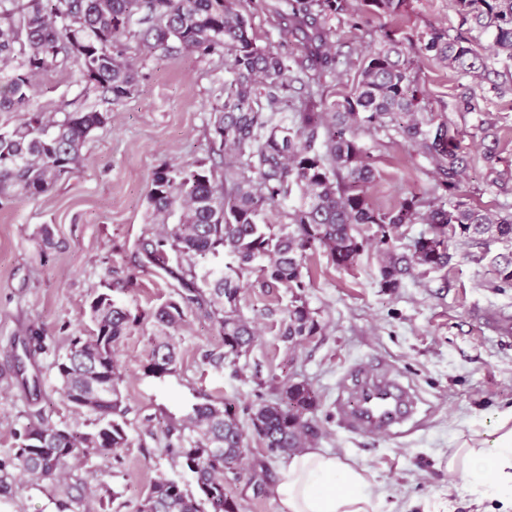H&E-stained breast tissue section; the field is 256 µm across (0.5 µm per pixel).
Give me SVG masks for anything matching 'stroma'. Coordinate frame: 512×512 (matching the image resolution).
<instances>
[{
  "label": "stroma",
  "instance_id": "35a3bbf8",
  "mask_svg": "<svg viewBox=\"0 0 512 512\" xmlns=\"http://www.w3.org/2000/svg\"><path fill=\"white\" fill-rule=\"evenodd\" d=\"M278 0H249L260 46L298 55L283 43ZM384 17L360 27L332 20L333 50L340 64L325 93L335 99L349 91L364 54L377 48ZM451 0H408L404 25L415 33L456 29ZM140 78L134 95L113 107L112 122L86 143L77 172L63 175L48 193L33 199L8 191L0 195V456L10 454L13 432L25 420V394L9 370L14 341L28 328L44 329L46 348L35 360L44 380L41 402L54 422L83 429L57 391L55 362L71 336L87 329L88 303L108 291L143 324L121 342L117 359L129 409L130 445L119 456H94L75 470L103 474L119 497L112 512H134L150 482L163 473L178 476L166 453L163 421L181 417L184 403L202 392L235 405L249 445L246 471L266 467L267 482L278 479L284 458L261 448L248 419L257 378L275 375L310 383L319 394L313 417L320 429L315 447L365 465L389 492L391 512H497V502L448 488V450L468 435L489 429L512 409V285L498 269L512 262V240L484 236L468 242L449 236L451 261L426 275L406 276L400 287L380 285L375 246L348 268L334 266L324 251L306 261L305 296L323 326L288 351L280 325L291 304L288 288L266 286L259 271L243 277L238 307L255 322L258 336L246 358L217 369L205 356L221 338L211 322L188 315L176 335L175 375L158 381L142 365L151 347L153 310L173 295L163 271H135L138 244L158 229L147 205L153 170L164 164L210 160L209 126L223 101L230 73L223 55L188 56L179 48L143 50L132 44ZM419 83L436 121L449 123L472 159L460 185L462 200L495 212L512 211V181L500 186L498 173L512 177V95L498 99L483 83L419 59ZM476 94V109L463 111V88ZM84 92L77 68L38 77L30 107L43 112L101 107ZM376 169L367 194L389 209L405 197L439 200L442 191L430 160L395 132L362 131ZM494 160H486L487 152ZM390 370L422 400L417 424L390 435L353 433L343 411L356 399L344 388L355 368Z\"/></svg>",
  "mask_w": 512,
  "mask_h": 512
}]
</instances>
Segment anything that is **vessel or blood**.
Listing matches in <instances>:
<instances>
[{
	"instance_id": "vessel-or-blood-1",
	"label": "vessel or blood",
	"mask_w": 512,
	"mask_h": 512,
	"mask_svg": "<svg viewBox=\"0 0 512 512\" xmlns=\"http://www.w3.org/2000/svg\"><path fill=\"white\" fill-rule=\"evenodd\" d=\"M411 412L405 389L396 381L365 376L359 386L355 408L344 416L346 426L356 432L387 434L403 423Z\"/></svg>"
}]
</instances>
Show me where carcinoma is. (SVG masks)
<instances>
[{
    "mask_svg": "<svg viewBox=\"0 0 512 512\" xmlns=\"http://www.w3.org/2000/svg\"><path fill=\"white\" fill-rule=\"evenodd\" d=\"M459 17L455 34L431 29L419 36L399 26L383 30L380 47L362 61L350 92L328 103L307 100L291 120H276L294 83L323 87L334 74L328 21L365 15L400 19L406 0H287L283 36L300 39L302 55L287 58L256 42L252 17L242 0H0V112L24 118L0 131V192L37 198L65 173L77 171L94 131L112 121L110 109L56 112L28 109L34 80L67 64L76 66L86 89L109 105L129 99L139 70L127 55L131 39L151 50L175 42L188 55L220 53L229 62L224 101L214 108L211 143L224 153V166L198 161L156 168L147 200L162 229L139 242L138 267H157L176 282L173 297L153 314L159 328L143 366L144 375L163 380L177 370L175 335L187 314L218 327L222 349L206 354L216 368L236 364L250 352L256 330L238 309L241 278L257 268L269 286L292 293L280 336L295 349L323 330L304 295L308 255L324 250L331 263L349 268L368 243L362 231L378 228L381 287L397 288L416 270L447 265V233L476 239H512V213L500 214L459 199L461 176L470 158L455 132L434 123L415 71L413 56L436 61L468 76H486L488 59L512 62V0H452ZM493 36L491 54L480 38ZM394 129L432 161L446 200L405 198L388 210L367 195L376 179L361 130ZM298 194L286 224H265L261 215ZM175 222H170L171 218ZM428 224L430 242L415 240L399 253L395 234L406 224ZM176 264H169V254ZM231 257L229 271L212 266ZM90 326L70 338L55 367L59 391L72 411L88 418L79 431L56 424L43 410L26 417L13 433V454L0 459V498L34 488L54 512H87L91 482L104 490L100 508L118 493L103 476L75 477L76 463L93 455L117 454L130 445L116 348L140 324L107 292L89 304ZM46 348V334L28 330L29 355ZM261 393L247 408L261 447L288 457L314 439L305 433L318 397L304 380L258 379ZM175 441V467L190 476L160 475L135 512H239L226 485L240 479L248 444L235 406L209 395L186 405L178 425L167 428Z\"/></svg>",
    "mask_w": 512,
    "mask_h": 512,
    "instance_id": "cac0c4a2",
    "label": "carcinoma"
}]
</instances>
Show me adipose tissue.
<instances>
[{"mask_svg": "<svg viewBox=\"0 0 512 512\" xmlns=\"http://www.w3.org/2000/svg\"><path fill=\"white\" fill-rule=\"evenodd\" d=\"M448 473L469 494L498 500L512 512V411L483 434L448 451ZM278 512H386L387 492L367 467L318 448L290 457L270 488Z\"/></svg>", "mask_w": 512, "mask_h": 512, "instance_id": "adipose-tissue-1", "label": "adipose tissue"}]
</instances>
